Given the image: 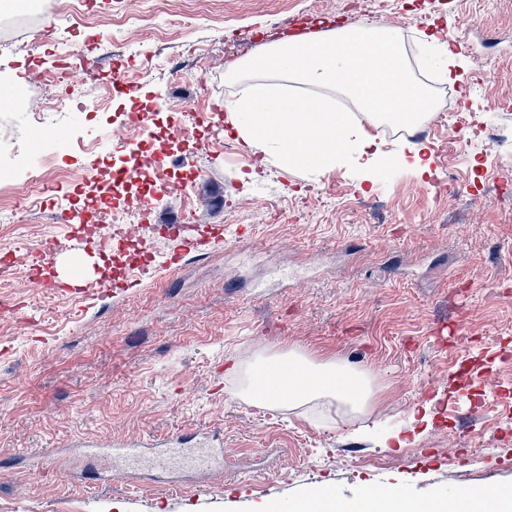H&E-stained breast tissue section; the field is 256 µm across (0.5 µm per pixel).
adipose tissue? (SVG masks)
I'll list each match as a JSON object with an SVG mask.
<instances>
[{"label": "adipose tissue", "mask_w": 512, "mask_h": 512, "mask_svg": "<svg viewBox=\"0 0 512 512\" xmlns=\"http://www.w3.org/2000/svg\"><path fill=\"white\" fill-rule=\"evenodd\" d=\"M246 69L253 83L224 109L248 146H275L286 165H312L321 171L342 154L353 155L365 169L381 159L389 166L407 163L416 173L426 171L421 145L383 151L365 133L354 131L347 113L325 98L292 95L286 87L287 81L298 79L335 88L347 92L368 120L420 122L433 111V96L412 76L392 29L347 26L310 40L285 41L249 60ZM245 390L261 405L285 403L299 409L326 399L353 414L365 413L374 396L369 372L340 360L317 363L294 352L264 359L249 372ZM261 512H512V484L484 491L459 488L447 499L415 498L398 485L354 498L323 488L288 503L267 502Z\"/></svg>", "instance_id": "adipose-tissue-1"}]
</instances>
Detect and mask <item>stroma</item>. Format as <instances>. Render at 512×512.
I'll return each instance as SVG.
<instances>
[{"mask_svg": "<svg viewBox=\"0 0 512 512\" xmlns=\"http://www.w3.org/2000/svg\"><path fill=\"white\" fill-rule=\"evenodd\" d=\"M152 13L184 20L181 35L162 43L112 23ZM273 13L280 28L268 26ZM78 20L135 60L178 61L186 38L207 63L181 81L152 71L128 94L75 72L40 89L32 69L54 70L60 54L86 47L85 34L41 48L0 42V83L24 101L0 111L15 138L0 158L14 171L0 188V252L15 257L0 287V512H196V494L212 512H258L321 486L352 497L399 485L425 497L512 483V192L501 191L512 185V0H366L354 15L343 0H87ZM351 23L398 29L428 88L450 93L472 124L504 127L507 142L476 140L460 154L432 113L428 172L370 176L349 157L323 172L287 166L275 151L250 150L223 114L179 139L187 100L202 110L236 97V64L293 28ZM236 27L263 31L262 42L225 44ZM452 31L472 52L454 84L426 44ZM72 88L99 110L39 122L26 105ZM135 103L153 124L129 127ZM147 150L180 157L171 173L200 172L141 208L159 276L111 284L97 265L79 295L31 280V255L68 239L67 212L111 223L95 214L85 178L110 180ZM32 170L44 188L19 220L11 202ZM186 210L194 231L225 239L170 266L174 244L159 230ZM290 348L373 372L371 411L352 416L325 400L258 407L225 371V358L246 368ZM427 401L431 421L411 422ZM391 431L405 447H382ZM176 436L212 465L159 472L143 457L89 450Z\"/></svg>", "mask_w": 512, "mask_h": 512, "instance_id": "1", "label": "stroma"}]
</instances>
